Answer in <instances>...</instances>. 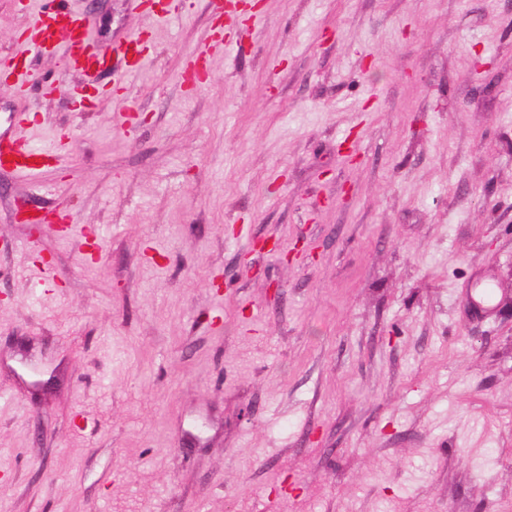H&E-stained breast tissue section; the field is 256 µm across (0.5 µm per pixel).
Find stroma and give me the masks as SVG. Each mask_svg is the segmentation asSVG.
<instances>
[{"instance_id":"35a3bbf8","label":"stroma","mask_w":512,"mask_h":512,"mask_svg":"<svg viewBox=\"0 0 512 512\" xmlns=\"http://www.w3.org/2000/svg\"><path fill=\"white\" fill-rule=\"evenodd\" d=\"M50 2L0 0L58 82L0 125L69 144L0 169V512H512V0H64L149 46L87 108Z\"/></svg>"}]
</instances>
